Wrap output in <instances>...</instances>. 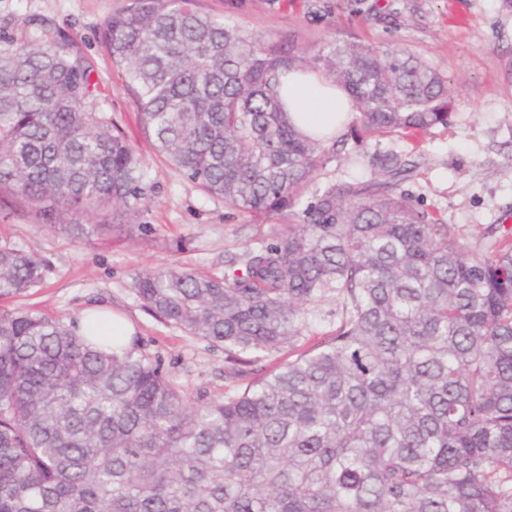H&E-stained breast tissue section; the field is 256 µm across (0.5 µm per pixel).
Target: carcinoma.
<instances>
[{
  "mask_svg": "<svg viewBox=\"0 0 512 512\" xmlns=\"http://www.w3.org/2000/svg\"><path fill=\"white\" fill-rule=\"evenodd\" d=\"M0 38V194L73 238L138 210L145 174L85 53L47 19ZM102 41L156 151L227 208L294 224L224 259L220 276L135 275L144 307L224 347L239 386L199 405L136 340L89 343L60 319L0 312V512H512V234L469 253L401 189L422 156L388 150L367 179L315 184L331 150L420 140L453 101L405 51L293 35L262 41L195 0H129ZM317 67L359 121L330 142L288 119L281 78ZM95 219V224L83 220ZM43 266L0 246V298ZM339 324L271 373L307 307Z\"/></svg>",
  "mask_w": 512,
  "mask_h": 512,
  "instance_id": "cac0c4a2",
  "label": "carcinoma"
}]
</instances>
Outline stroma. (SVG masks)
Instances as JSON below:
<instances>
[{"instance_id": "1", "label": "stroma", "mask_w": 512, "mask_h": 512, "mask_svg": "<svg viewBox=\"0 0 512 512\" xmlns=\"http://www.w3.org/2000/svg\"><path fill=\"white\" fill-rule=\"evenodd\" d=\"M128 0H0V34L10 19L44 15L91 60L98 104L136 150L146 174L144 205L122 217V231L75 239L38 223L22 203L0 197V246L42 261L43 278L27 295L0 299V310L53 314L75 324L104 305L159 358L179 388L197 403L218 400L235 384L223 348L162 323L133 288L136 273L182 268L222 274L225 252L266 240L268 220L225 208L172 168L143 134L138 105L123 72L101 41L105 22ZM249 36L295 34L309 53L329 41H356L421 56L448 79V126L423 138V160L403 188L425 209L454 224L459 244L474 252L489 225L512 214V7L504 0H198Z\"/></svg>"}]
</instances>
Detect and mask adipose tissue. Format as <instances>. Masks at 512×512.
<instances>
[{
  "label": "adipose tissue",
  "mask_w": 512,
  "mask_h": 512,
  "mask_svg": "<svg viewBox=\"0 0 512 512\" xmlns=\"http://www.w3.org/2000/svg\"><path fill=\"white\" fill-rule=\"evenodd\" d=\"M284 95L291 122L304 133L339 132L351 110L345 92L314 72L289 74Z\"/></svg>",
  "instance_id": "1"
}]
</instances>
